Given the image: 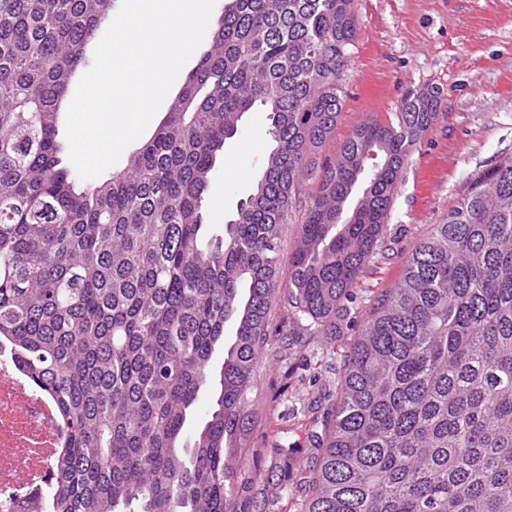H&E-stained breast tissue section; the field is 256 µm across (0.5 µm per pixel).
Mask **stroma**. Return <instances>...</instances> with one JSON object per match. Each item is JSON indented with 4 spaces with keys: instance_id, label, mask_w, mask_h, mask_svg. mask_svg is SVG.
<instances>
[{
    "instance_id": "stroma-1",
    "label": "stroma",
    "mask_w": 512,
    "mask_h": 512,
    "mask_svg": "<svg viewBox=\"0 0 512 512\" xmlns=\"http://www.w3.org/2000/svg\"><path fill=\"white\" fill-rule=\"evenodd\" d=\"M357 41L340 83L343 109L317 164L334 160L353 128L369 117L386 121L412 88L443 89L441 112L403 173L388 219L387 259L361 280L362 298L394 287L431 225L439 223L468 181L512 156V0H355ZM267 115H247L227 140L205 195L207 233L224 224L260 177L270 139ZM269 336L248 392L245 445L231 485L245 512H261L273 494L290 495L313 452L309 440L319 397L336 390L324 364L330 344H351L362 323L347 317L342 336H307L287 348L280 331L288 312L271 305ZM287 448L289 456L279 455Z\"/></svg>"
}]
</instances>
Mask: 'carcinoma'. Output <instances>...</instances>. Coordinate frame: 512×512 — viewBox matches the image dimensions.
<instances>
[{
	"label": "carcinoma",
	"instance_id": "carcinoma-1",
	"mask_svg": "<svg viewBox=\"0 0 512 512\" xmlns=\"http://www.w3.org/2000/svg\"><path fill=\"white\" fill-rule=\"evenodd\" d=\"M112 0H0V341L68 431L33 512H238L228 494L269 335H336L411 155L444 98L409 89L323 167L354 0H224L212 44L125 170L86 188L61 167L60 112ZM261 107L273 143L253 192L205 238L218 156ZM304 209L281 286L279 241ZM235 323L232 342L224 326ZM320 416L294 512H512V157L476 174L369 300ZM214 406L186 443L201 394Z\"/></svg>",
	"mask_w": 512,
	"mask_h": 512
}]
</instances>
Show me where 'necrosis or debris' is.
<instances>
[{
	"instance_id": "4bbe7bcc",
	"label": "necrosis or debris",
	"mask_w": 512,
	"mask_h": 512,
	"mask_svg": "<svg viewBox=\"0 0 512 512\" xmlns=\"http://www.w3.org/2000/svg\"><path fill=\"white\" fill-rule=\"evenodd\" d=\"M65 440L55 403L0 348V512H24L23 502L46 478Z\"/></svg>"
}]
</instances>
